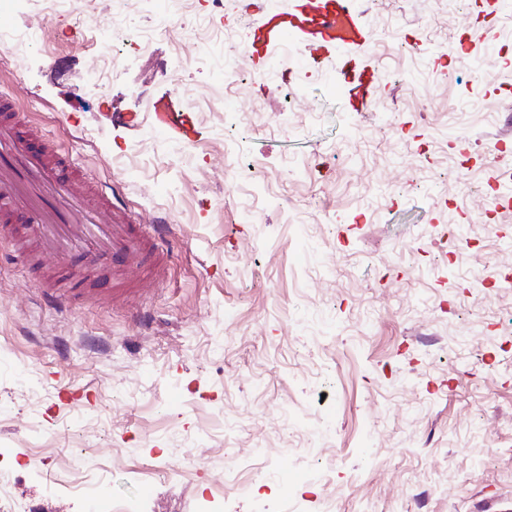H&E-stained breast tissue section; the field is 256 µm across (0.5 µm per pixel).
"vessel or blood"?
<instances>
[{"instance_id": "1", "label": "vessel or blood", "mask_w": 512, "mask_h": 512, "mask_svg": "<svg viewBox=\"0 0 512 512\" xmlns=\"http://www.w3.org/2000/svg\"><path fill=\"white\" fill-rule=\"evenodd\" d=\"M308 38L310 52H319L326 35L345 13L348 0H314ZM12 95L0 94V222L32 223L39 252L68 269L75 256L85 260L88 271L109 265L120 269L129 260L150 269L158 262L150 238L139 225L129 223L124 208L112 202V190L91 184L71 170L63 152L47 147L40 130L20 122ZM156 123L167 132L187 136L181 113L166 102L156 113ZM107 221L95 223L93 208Z\"/></svg>"}]
</instances>
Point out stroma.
Returning <instances> with one entry per match:
<instances>
[{
    "mask_svg": "<svg viewBox=\"0 0 512 512\" xmlns=\"http://www.w3.org/2000/svg\"><path fill=\"white\" fill-rule=\"evenodd\" d=\"M113 7L164 34L127 62L99 0L0 15L41 26L0 49V92L169 228L134 296L76 267L56 307L53 260L0 223V445L37 460L13 512H512V6L381 0L351 11L362 42L317 56L303 0ZM203 15L265 37L199 69ZM163 96L190 139L158 130ZM39 30V25H31L22 32L0 29L1 47L12 54L25 53L39 40Z\"/></svg>",
    "mask_w": 512,
    "mask_h": 512,
    "instance_id": "35a3bbf8",
    "label": "stroma"
}]
</instances>
